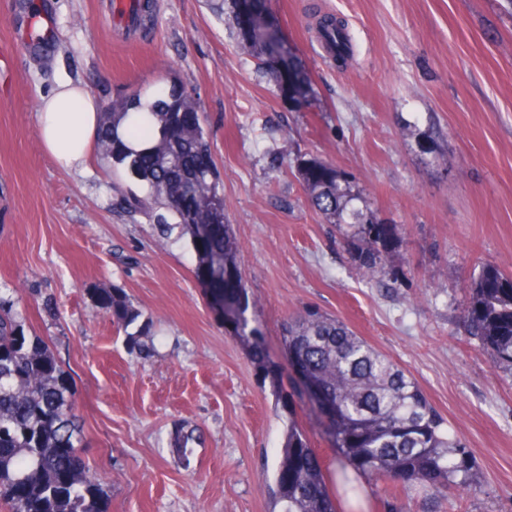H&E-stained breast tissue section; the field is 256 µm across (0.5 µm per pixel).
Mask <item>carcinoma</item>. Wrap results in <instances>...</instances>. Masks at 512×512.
<instances>
[{"mask_svg":"<svg viewBox=\"0 0 512 512\" xmlns=\"http://www.w3.org/2000/svg\"><path fill=\"white\" fill-rule=\"evenodd\" d=\"M257 4L231 0L230 13L242 50L269 72L273 51L264 34L273 26L267 13L252 29L243 24L245 13ZM150 11V0H138L126 31L146 30ZM317 27L336 62H345L350 47L341 22L326 15ZM98 146L146 190L139 196L115 187L112 209L152 217L161 242L178 230L196 255L211 259L208 287L234 316L236 336L270 379L276 403L288 408V426L267 480L271 512H338L327 483L330 464L295 417L292 394L281 383L282 369L270 362L263 334L248 317L238 245L224 217L217 171L197 165L198 157L212 150L194 99L176 83L148 101L139 91L116 99L102 113ZM299 174L308 202L327 220L343 224L347 215L354 219L360 266L369 270L381 264L378 246H388L393 228L350 208L357 195L347 176L315 159L300 162ZM190 194L202 201L193 211L184 206ZM467 292L460 334L476 342L497 372L512 378V276L485 262ZM99 301L130 349L149 355V326L135 327L140 312L123 289L102 288ZM282 341L288 367L298 369L318 391L321 437L339 464L336 480L342 486L355 476L407 493L423 486L437 502L482 492L471 450L414 378L346 323L301 310L283 323ZM195 440L194 431L177 430L171 445L185 456ZM82 441L72 382L49 343L31 333L13 305L0 299V507L5 512H107L102 478L82 453Z\"/></svg>","mask_w":512,"mask_h":512,"instance_id":"obj_1","label":"carcinoma"}]
</instances>
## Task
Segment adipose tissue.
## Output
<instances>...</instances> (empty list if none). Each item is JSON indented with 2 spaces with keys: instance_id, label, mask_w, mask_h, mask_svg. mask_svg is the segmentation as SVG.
<instances>
[{
  "instance_id": "ef3b65f1",
  "label": "adipose tissue",
  "mask_w": 512,
  "mask_h": 512,
  "mask_svg": "<svg viewBox=\"0 0 512 512\" xmlns=\"http://www.w3.org/2000/svg\"><path fill=\"white\" fill-rule=\"evenodd\" d=\"M98 106L89 91L73 82H63L46 97L37 115L42 143L58 165L81 167L96 140Z\"/></svg>"
}]
</instances>
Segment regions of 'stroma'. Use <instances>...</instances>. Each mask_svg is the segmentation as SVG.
<instances>
[{"label":"stroma","mask_w":512,"mask_h":512,"mask_svg":"<svg viewBox=\"0 0 512 512\" xmlns=\"http://www.w3.org/2000/svg\"><path fill=\"white\" fill-rule=\"evenodd\" d=\"M216 0H154L147 36L112 0H11L0 9V297L44 337L77 389L83 451L108 512H270L288 415L196 270L188 239L112 211L122 174L45 152L36 112L60 80L99 108L175 82L209 133L224 216L275 363L280 323L311 307L343 320L417 381L483 480L454 512H512V379L456 324L482 263L512 275V0H267L308 87L301 98L245 55ZM348 22L330 59L309 23ZM349 178L356 208L393 225L385 271L361 268L349 225L308 203L299 159ZM125 289L151 327L142 359L96 292ZM203 437L190 458L180 427Z\"/></svg>","instance_id":"35a3bbf8"}]
</instances>
